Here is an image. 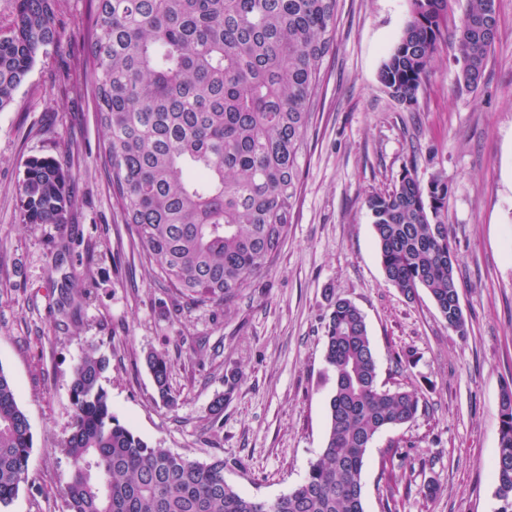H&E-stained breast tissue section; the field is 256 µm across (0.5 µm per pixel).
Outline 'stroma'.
I'll return each instance as SVG.
<instances>
[{
  "label": "stroma",
  "instance_id": "35a3bbf8",
  "mask_svg": "<svg viewBox=\"0 0 512 512\" xmlns=\"http://www.w3.org/2000/svg\"><path fill=\"white\" fill-rule=\"evenodd\" d=\"M466 3L448 0V27L407 106L378 75L409 0H338L281 255L231 302L195 305L138 256L103 166L86 66L93 0H59V43L38 55L0 111V369L33 435L27 480L7 512H69L72 466L61 443L73 416L72 368L91 348L109 357L102 385L137 435L200 461L223 457L225 481L244 497L287 494L327 438L333 374L323 334L338 296L366 318L380 385L421 396L415 420L380 432L368 450L365 512H498L500 400L512 387V0H497V39L472 92L457 80L453 31ZM34 156L59 159L72 176L73 244L59 266V230L22 221L19 186ZM407 171L423 183L436 174L448 181L466 335L449 329L427 293L406 299L382 270L365 199ZM69 272L94 288L75 321L57 306ZM150 352L169 360L175 407L156 394ZM222 393L215 419L209 406ZM396 442L402 455L392 462L385 451Z\"/></svg>",
  "mask_w": 512,
  "mask_h": 512
}]
</instances>
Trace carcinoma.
<instances>
[{"label": "carcinoma", "mask_w": 512, "mask_h": 512, "mask_svg": "<svg viewBox=\"0 0 512 512\" xmlns=\"http://www.w3.org/2000/svg\"><path fill=\"white\" fill-rule=\"evenodd\" d=\"M57 0H15L0 33V111L38 54L57 44ZM86 62L104 130L103 164L143 263L195 302H227L261 279L287 238L307 132L335 31L337 0H94ZM379 78L415 102L443 35L447 0H410ZM456 28L458 82L476 90L497 36L496 0H468ZM71 174L55 158L26 162L23 221L67 226ZM448 181L405 171L366 199L386 279L407 299L424 289L448 327L466 334L448 241ZM60 310L90 284L64 276ZM333 373L328 436L305 478L272 502L224 480L222 457L198 461L150 444L112 414L101 384L109 358L83 353L71 378L73 422L63 448L70 512H364L362 472L376 435L416 417V388H384L365 316L338 297L324 331ZM160 401L174 406L167 359L145 357ZM30 424L0 368V508L26 482ZM499 512H512V388L500 401L494 464Z\"/></svg>", "instance_id": "cac0c4a2"}]
</instances>
